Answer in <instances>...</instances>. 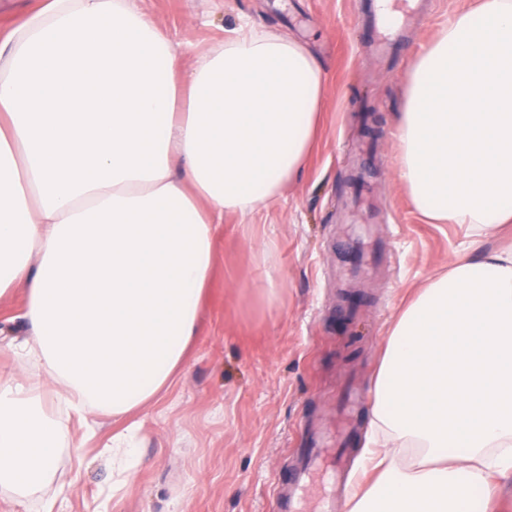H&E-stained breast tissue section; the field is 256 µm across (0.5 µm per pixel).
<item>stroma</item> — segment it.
I'll use <instances>...</instances> for the list:
<instances>
[{"label":"stroma","mask_w":512,"mask_h":512,"mask_svg":"<svg viewBox=\"0 0 512 512\" xmlns=\"http://www.w3.org/2000/svg\"><path fill=\"white\" fill-rule=\"evenodd\" d=\"M191 64L240 20L305 43L325 80L320 139L299 179L246 220L224 217L199 332L173 384L127 415L140 425L142 463L113 487L105 452L121 422L59 417L72 440L50 485L27 497L0 486V512H288L287 479L311 432L336 428L347 385L373 391L401 308L462 253L512 244V228L471 240L465 226L430 224L398 178L397 119L406 73L440 27L476 0H430L387 56L368 51L366 0H132ZM280 290L262 301L269 284ZM23 294L0 301V375L41 376L16 353L12 317ZM371 419L358 410L339 482L318 475L304 506L334 493L344 505L361 469Z\"/></svg>","instance_id":"35a3bbf8"}]
</instances>
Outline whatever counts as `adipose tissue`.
<instances>
[{"label": "adipose tissue", "instance_id": "obj_1", "mask_svg": "<svg viewBox=\"0 0 512 512\" xmlns=\"http://www.w3.org/2000/svg\"><path fill=\"white\" fill-rule=\"evenodd\" d=\"M322 71L298 41L230 29L181 67L130 0H46L0 40V299L24 293L22 351L0 376V485L52 476L77 418L146 407L198 332L225 214L248 217L302 173ZM398 177L432 223H512V0L452 17L407 72ZM345 512H469L512 480V248L432 276L387 341Z\"/></svg>", "mask_w": 512, "mask_h": 512}]
</instances>
